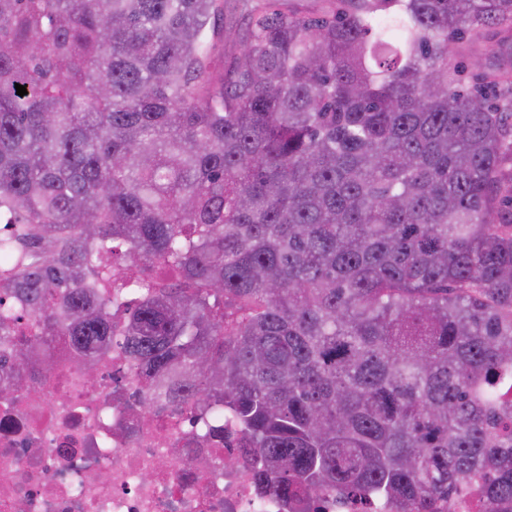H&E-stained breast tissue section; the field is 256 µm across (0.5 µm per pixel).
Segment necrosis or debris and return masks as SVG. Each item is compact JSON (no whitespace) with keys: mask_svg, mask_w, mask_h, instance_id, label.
Wrapping results in <instances>:
<instances>
[{"mask_svg":"<svg viewBox=\"0 0 512 512\" xmlns=\"http://www.w3.org/2000/svg\"><path fill=\"white\" fill-rule=\"evenodd\" d=\"M34 384L0 399V512H294L228 464L236 448L213 436L221 413L170 405L136 417L147 387L120 353L101 361L94 388L69 354Z\"/></svg>","mask_w":512,"mask_h":512,"instance_id":"obj_1","label":"necrosis or debris"}]
</instances>
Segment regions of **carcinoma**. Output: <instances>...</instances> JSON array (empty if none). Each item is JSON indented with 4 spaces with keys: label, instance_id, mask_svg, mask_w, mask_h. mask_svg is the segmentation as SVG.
Returning a JSON list of instances; mask_svg holds the SVG:
<instances>
[{
    "label": "carcinoma",
    "instance_id": "1",
    "mask_svg": "<svg viewBox=\"0 0 512 512\" xmlns=\"http://www.w3.org/2000/svg\"><path fill=\"white\" fill-rule=\"evenodd\" d=\"M0 0V277L38 325L10 393L117 346L224 411L260 492L512 502V0ZM26 87L17 95L15 84ZM177 274L157 283L152 264ZM234 4L235 2H230V7L224 14V45L228 55L234 52L246 37V20ZM508 40H510L509 34L502 32L495 27H491L486 31L485 38L481 43L473 47L468 55H475L476 57H479L482 59L486 69H491L494 61L490 56L485 55V53L493 46L497 47Z\"/></svg>",
    "mask_w": 512,
    "mask_h": 512
}]
</instances>
